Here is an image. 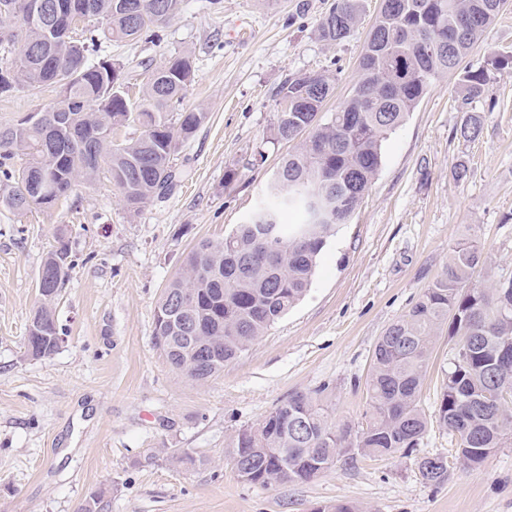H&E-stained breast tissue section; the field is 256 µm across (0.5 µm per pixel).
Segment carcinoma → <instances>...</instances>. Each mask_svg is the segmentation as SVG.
I'll return each mask as SVG.
<instances>
[{
	"mask_svg": "<svg viewBox=\"0 0 512 512\" xmlns=\"http://www.w3.org/2000/svg\"><path fill=\"white\" fill-rule=\"evenodd\" d=\"M21 0H0V22L19 34L38 35L40 18L20 15ZM91 6L96 19L76 44L42 66L16 48L0 47V95L45 84L66 88L65 125L47 132L16 120L0 125V204L23 213L49 208L79 182L106 173L127 209L138 211L170 191L176 181L173 156L207 120L194 110L172 113L193 81L190 57L172 54L152 69L142 94L133 100L120 81V67L100 56L104 40L148 36L180 10L181 0H134L141 15L131 22L124 0H77ZM509 0H381L359 62L351 94L334 112L322 111L334 90L325 74L287 79L279 96L289 110L277 111L267 142H291L308 133L282 157L268 182L266 202L218 240H202L184 257L180 272L164 289L154 317V339L167 362L192 380H207L224 370L293 308L311 285L318 257L336 227L348 223L382 163V145L448 72H460L462 105L483 98L491 71L512 70V55H493L487 66L461 64ZM360 0H336L319 23L328 42L347 38L357 23ZM445 50L425 53L429 39ZM134 124L139 134L121 142L118 127ZM480 112L468 111L456 129L465 141L483 129ZM306 188L326 197L331 211L314 221L297 192ZM292 211L298 222L284 224ZM274 224L278 243L266 248L260 227ZM484 264L477 242L454 243L448 266L419 299L380 336L367 382L366 425H338L319 400L296 393L269 411L255 427L238 431L231 458L243 454L248 475L261 486L307 482L330 470L340 452L355 448L382 458L415 448L427 429L420 389L433 354L432 338L444 326L452 342L448 372L436 409L439 426L455 440L463 465L478 468L512 432V281L492 287L477 284ZM43 265L53 270L50 292L59 296L70 269L64 240ZM51 300L33 312L26 356L38 359L59 347L60 329ZM419 471L428 484L448 481L446 457Z\"/></svg>",
	"mask_w": 512,
	"mask_h": 512,
	"instance_id": "1",
	"label": "carcinoma"
}]
</instances>
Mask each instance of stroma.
<instances>
[{
	"label": "stroma",
	"mask_w": 512,
	"mask_h": 512,
	"mask_svg": "<svg viewBox=\"0 0 512 512\" xmlns=\"http://www.w3.org/2000/svg\"><path fill=\"white\" fill-rule=\"evenodd\" d=\"M332 0H182L156 41L105 42L131 95L148 66L188 54L194 80L183 109L206 122L179 146L182 177L167 195L128 210L107 176L79 184L49 209L17 215L0 207V512H311L350 502L360 512H512V434L481 466L455 460L432 416L448 370L447 330L433 338L421 405L427 432L414 454L341 455L303 483L242 481L231 441L289 395L319 392L339 424L360 426L376 342L469 238L486 263L481 284L512 279V74L495 77L471 105L483 113L476 141L455 135L462 118L458 77L446 74L389 135L382 165L350 223L321 252L310 288L239 358L206 381L174 370L154 344V315L185 255L223 238L263 197L288 143L252 155L269 137L278 91L292 76H333L331 112L349 95L380 0H362L344 40L323 41L318 24ZM512 54V6L464 59L486 65ZM57 98L51 86L0 97V125ZM470 175L453 177L457 161ZM238 177L225 185L224 173ZM71 269L54 307L63 332L51 356L25 354L41 297L37 274L58 241ZM178 448L196 465L172 462ZM449 457L451 475L426 484L415 465Z\"/></svg>",
	"instance_id": "obj_1"
}]
</instances>
